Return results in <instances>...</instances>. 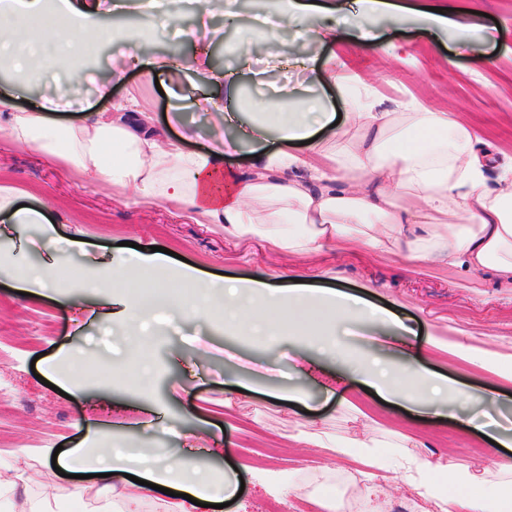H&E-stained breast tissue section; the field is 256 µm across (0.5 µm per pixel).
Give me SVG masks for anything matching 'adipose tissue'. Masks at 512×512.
<instances>
[{"label":"adipose tissue","instance_id":"adipose-tissue-1","mask_svg":"<svg viewBox=\"0 0 512 512\" xmlns=\"http://www.w3.org/2000/svg\"><path fill=\"white\" fill-rule=\"evenodd\" d=\"M17 2L16 13L0 12V56H8L33 82L55 81L60 73L71 72L76 53L88 44L87 34L100 31L101 0ZM280 2L284 11L262 17L258 41L275 40L287 21L302 41L335 40V29L320 23L325 7L314 0ZM365 2L374 14L397 21L412 14L447 28L466 25L477 9L474 0H414L409 6L396 0ZM211 44L200 38L192 54L161 62L172 97L189 98L198 76L211 87L201 107L214 113L215 133L203 150L175 143L167 126L140 108L135 88L125 101L79 125L55 120V98H41L32 111L17 109L7 88L0 90V114L7 118L13 144L86 179L106 180L116 195L134 190L145 200L186 213L195 223L223 225L226 235L260 237L291 255L309 256L327 245L345 252L359 243L372 254L413 267L434 261L459 276H486L512 290V167L498 186H489L486 172L495 158L480 151L482 139L468 124L443 110L414 106L406 112H379L366 101L336 128L323 97L303 100L297 89L284 87L256 104L263 114L285 113L275 140H268L263 123H252L246 133L255 145L250 165L241 173L228 170L224 157L237 151L239 142L220 133L232 124L234 112L224 105L228 73L209 65ZM320 128L325 138H316ZM62 139L67 142L63 150L57 147ZM226 180L234 187L227 196L220 190ZM167 261L166 254L154 252L119 265L118 278L137 287L135 294L117 300L123 324H144L167 303L192 318L212 317L210 302L190 292L203 282L196 267L181 270V294H165V282L152 273ZM351 321L382 327L399 323L358 296L325 290L306 279L281 288L265 280L238 279L224 287L225 326L259 329L267 336L303 328L341 360L348 353L330 341L327 331ZM349 368L397 405L424 408L462 399L452 380L404 359L363 358ZM312 442L341 465L354 461L376 470L387 461L397 466L431 512H504L506 499H512V466L500 464L498 480L491 481L466 467L434 464L416 454L417 439L402 432H394L385 454L373 438L337 441L325 435ZM56 464L70 474L95 475L97 497L107 504L117 498H151L162 486L174 492L167 512H195L197 503L227 501L238 492L233 474L224 473L219 484H206L193 457L173 456L164 448L138 459L112 448H81L57 456Z\"/></svg>","mask_w":512,"mask_h":512}]
</instances>
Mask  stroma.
<instances>
[{"instance_id": "1", "label": "stroma", "mask_w": 512, "mask_h": 512, "mask_svg": "<svg viewBox=\"0 0 512 512\" xmlns=\"http://www.w3.org/2000/svg\"><path fill=\"white\" fill-rule=\"evenodd\" d=\"M259 2L238 0V28L224 30L212 46L211 65L234 72L232 93L240 105L291 82L309 95L324 94L330 111L346 113L350 105L343 83L322 87L317 78L356 73L383 109L398 111L400 102L412 97L428 109L463 115L498 158L487 174L489 184L512 164V0H479L481 14L470 31L445 30L417 16L397 22L370 15L358 25L355 0H328L334 10L326 23L342 41L309 48L310 71L285 61L268 70L240 57L236 47L253 35L251 18L260 12ZM190 51L184 36L161 33L143 44L142 64L128 67L121 46L98 42L90 71L59 86L76 104L64 113L65 122L77 124L86 114L110 109L124 88L102 98L92 81L122 65L129 82L142 86L143 104L156 120L171 122L176 137L184 125L197 127L198 137L185 147L205 148L211 121L193 99L164 94L168 76L155 65ZM2 186L19 189L17 201L26 210L0 213V399L8 403L0 421V477L24 475L28 497L62 498L70 492V479L43 467L38 451L112 446L137 455L165 427L171 430L165 447L175 455H194L203 473L248 463L241 473L243 493L222 512H265L270 496L253 476L257 469L287 473L284 494L292 499L306 490L338 495L353 487L358 512H406L409 490L397 471L386 468L376 471L372 482L354 481L326 451L285 440V433L301 423L335 435L359 430L377 435L391 420L405 417L426 444L424 459L443 456L479 473L488 467L484 446L462 424L444 414L410 413L382 402L343 362L318 352L308 336L268 340L225 330L220 321L172 316L156 322L149 342L136 350L147 373L138 379L117 367L130 331L112 322L111 289L94 292L89 285L110 259L130 257L136 244L173 251L170 272L190 263L213 281L219 297L228 277L265 279L284 270L311 276L320 287L389 306L408 332L399 348L380 352V359L404 355L455 379L467 394V411L479 413L489 408L493 378L478 366L433 358L427 339L463 343L482 356L512 352V293L493 281L471 283L432 262L416 270L375 259L360 246L344 255L329 246L310 257L280 254L259 238L225 235L223 225L194 223L132 194L114 197L108 182L77 177L38 152L11 145L0 133ZM50 196L55 208L44 219L29 221L27 211L41 209ZM74 236L84 238L83 248L50 271L58 284L55 300L31 301L18 294L12 280L16 267L47 263ZM294 393L301 394V402L289 403ZM350 394L361 395L365 413L343 404ZM371 483L383 486L385 497L368 498Z\"/></svg>"}]
</instances>
